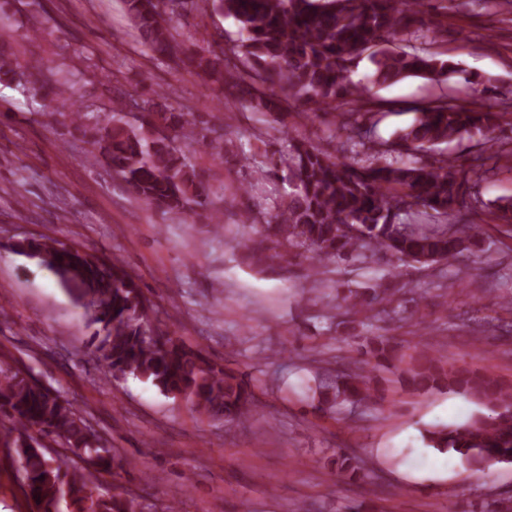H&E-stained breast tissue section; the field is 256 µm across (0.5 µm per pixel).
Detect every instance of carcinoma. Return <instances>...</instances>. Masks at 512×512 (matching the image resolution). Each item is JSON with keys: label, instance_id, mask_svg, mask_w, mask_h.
<instances>
[{"label": "carcinoma", "instance_id": "obj_1", "mask_svg": "<svg viewBox=\"0 0 512 512\" xmlns=\"http://www.w3.org/2000/svg\"><path fill=\"white\" fill-rule=\"evenodd\" d=\"M431 0H204V6L234 19L242 34L239 44L224 48L214 38L204 52L182 48L171 22L197 0H123L127 18L143 44L163 60L231 93L246 80L253 107L302 103L309 111L333 110L343 117L339 129L347 140L367 147L374 162H340L305 140L283 139L281 162L290 191L262 225L266 238L309 252L311 275L320 274L326 257L368 263L379 252L397 261H457L475 245L471 227L450 231L443 223L460 205L468 171L456 161L439 159L417 165L388 159L394 147L415 153L438 145L483 136L485 149L512 160V151L496 147L489 134L500 112L469 103L438 102L416 109L414 122L394 142L366 146L361 119L379 111L368 84L394 83L408 76L448 80L460 73L459 63L431 52L407 51L401 37L420 30ZM372 65L368 84L352 79L353 66L363 59ZM116 98L106 123L94 140V159L112 168L129 191L165 212L197 214L209 204L210 187L176 146L184 115L155 112L146 124L159 123L171 132L153 137L145 128L124 123ZM202 143L212 154L224 152V127H207ZM424 209L432 226L410 223ZM12 249L39 262L71 292L96 327L92 354L114 378L132 375L164 394L184 396L207 416L232 425L254 406L256 398L246 376L218 364L202 350L153 327L152 303L125 269L105 256L68 247L49 239L21 240ZM400 288L382 284L367 298H344L355 312L377 317L387 313ZM362 360L336 361L318 384L319 403L357 404L375 398L370 365L397 358L396 346L374 338L359 344ZM417 392L446 387L471 398L478 406L461 424L429 425L425 438L434 448H448L471 465L491 455L512 460V385L470 367H445L423 350L407 371ZM9 423L12 437L7 457L22 474L23 493L32 512H137L136 499L109 495L93 481L92 470H108L116 452L100 444L96 430L81 410L58 389L44 386L23 368L0 364V423ZM56 438L67 453L47 454L40 443ZM336 468L362 470L354 457L336 449Z\"/></svg>", "mask_w": 512, "mask_h": 512}]
</instances>
